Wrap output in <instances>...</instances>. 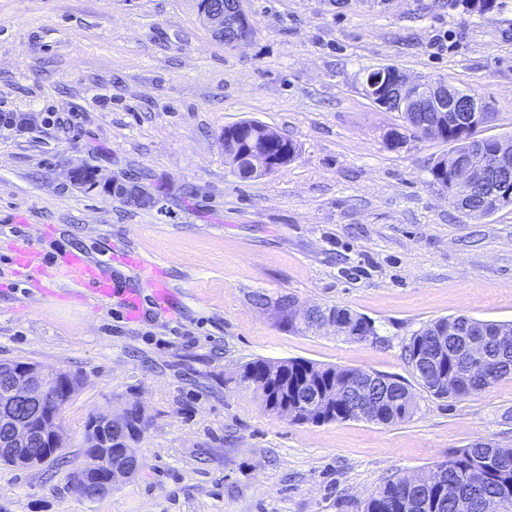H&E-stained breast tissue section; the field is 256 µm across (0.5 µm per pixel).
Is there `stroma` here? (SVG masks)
Returning <instances> with one entry per match:
<instances>
[{
    "label": "stroma",
    "instance_id": "stroma-1",
    "mask_svg": "<svg viewBox=\"0 0 512 512\" xmlns=\"http://www.w3.org/2000/svg\"><path fill=\"white\" fill-rule=\"evenodd\" d=\"M256 28L230 48L194 0H0V113L36 112L31 133L0 129V362L82 380L61 412L63 473L0 464V512H363L393 474H429L487 440L512 447V377L438 398L405 347L431 321L512 322V205L474 219L432 180L448 141L406 130L366 95L365 70L472 89L491 101L477 137H512V5L484 17L448 0H247ZM253 120L299 148L258 179L231 172L225 126ZM404 140L390 146V130ZM86 166L150 187L139 209L85 192ZM80 251L114 287H137L119 257L157 261L173 305L131 320L14 262ZM264 294L269 307L255 302ZM290 295L371 319L376 335L293 333L272 303ZM304 359L405 385L396 424L289 423L267 412L248 362ZM139 402L140 466L90 500L67 479L84 463L86 421Z\"/></svg>",
    "mask_w": 512,
    "mask_h": 512
}]
</instances>
